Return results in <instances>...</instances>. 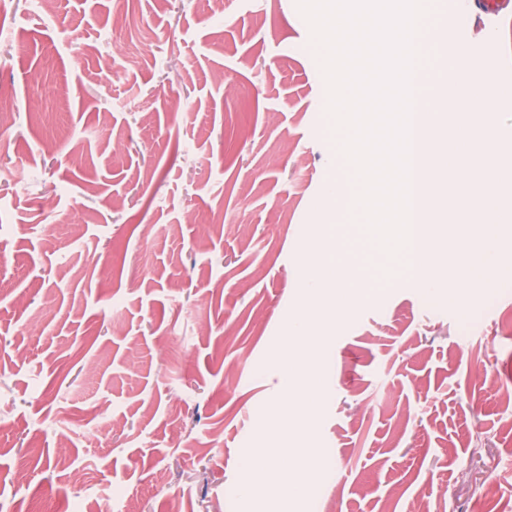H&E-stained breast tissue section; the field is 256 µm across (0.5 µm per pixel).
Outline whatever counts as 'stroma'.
<instances>
[{
	"instance_id": "1",
	"label": "stroma",
	"mask_w": 512,
	"mask_h": 512,
	"mask_svg": "<svg viewBox=\"0 0 512 512\" xmlns=\"http://www.w3.org/2000/svg\"><path fill=\"white\" fill-rule=\"evenodd\" d=\"M428 7L434 122L442 63L487 58L512 154V11ZM0 88V512H279L237 494L259 449L305 460L288 512H512V182L483 186L493 287L383 257L325 205L343 160L295 0H0ZM330 231L361 267L338 322L305 285ZM309 310L319 384L288 394Z\"/></svg>"
}]
</instances>
